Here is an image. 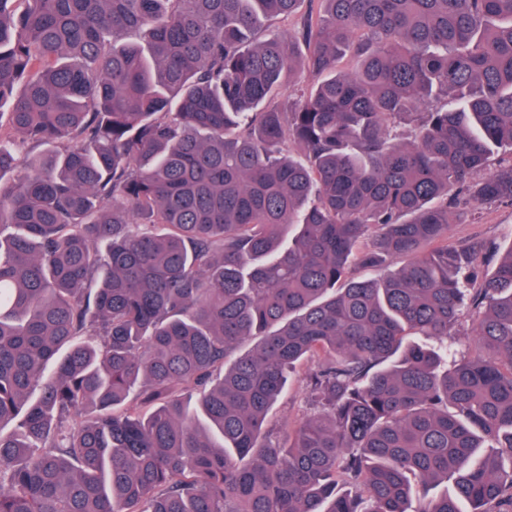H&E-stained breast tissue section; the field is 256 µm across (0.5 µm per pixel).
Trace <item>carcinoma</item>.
Listing matches in <instances>:
<instances>
[{
  "mask_svg": "<svg viewBox=\"0 0 512 512\" xmlns=\"http://www.w3.org/2000/svg\"><path fill=\"white\" fill-rule=\"evenodd\" d=\"M5 105L0 512H512V244L409 340L512 203V0H0ZM451 228L448 233V248L482 242L490 247L479 269V277L474 288H479L481 277L494 267L497 256L494 248L501 252L506 250L512 237V204L498 202L485 204L471 215L453 212ZM493 256V258H491ZM310 367V362H304L293 370L278 401L267 415L268 427L280 432L282 439H286L284 430H292L312 412L305 381Z\"/></svg>",
  "mask_w": 512,
  "mask_h": 512,
  "instance_id": "obj_1",
  "label": "carcinoma"
}]
</instances>
